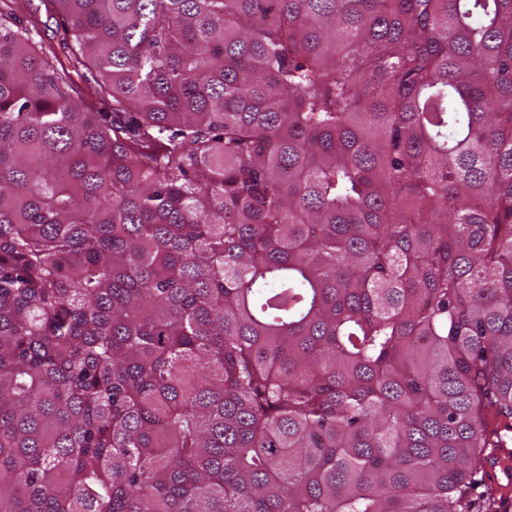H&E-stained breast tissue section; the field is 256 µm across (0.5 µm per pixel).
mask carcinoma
Here are the masks:
<instances>
[{"instance_id": "cac0c4a2", "label": "carcinoma", "mask_w": 512, "mask_h": 512, "mask_svg": "<svg viewBox=\"0 0 512 512\" xmlns=\"http://www.w3.org/2000/svg\"><path fill=\"white\" fill-rule=\"evenodd\" d=\"M0 0V512H498L512 0ZM28 9L30 12L36 13L41 20L39 36L47 42L58 45L63 33V27L61 26L59 17L46 13L41 0H29ZM39 36L37 37L38 39ZM509 448H490L485 464V481L496 489H510L512 485V456Z\"/></svg>"}]
</instances>
